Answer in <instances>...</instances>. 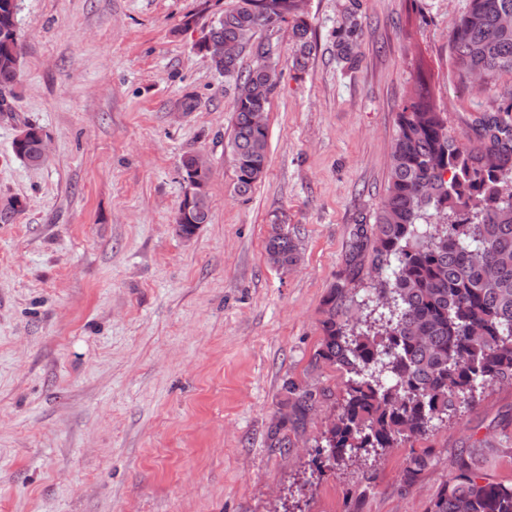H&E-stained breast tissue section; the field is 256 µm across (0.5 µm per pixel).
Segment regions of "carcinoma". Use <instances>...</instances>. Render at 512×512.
Listing matches in <instances>:
<instances>
[{"mask_svg": "<svg viewBox=\"0 0 512 512\" xmlns=\"http://www.w3.org/2000/svg\"><path fill=\"white\" fill-rule=\"evenodd\" d=\"M305 0H230L210 24L197 51L218 74L245 86L235 98L229 140L234 190L249 195L268 166L267 110L282 71L268 55L260 69L243 68L259 30L292 23L295 67L312 46ZM20 3L0 0V92L13 94L22 58ZM512 0H469L449 34L454 72L462 83L479 75L498 106L475 117L462 139L435 102L423 60L397 115L389 180L372 224H358L344 276L323 300L316 366L345 372L335 422L326 426L318 469L352 466L358 457L426 440L496 385H512ZM223 47L217 53L208 44ZM40 127L25 124L13 152L30 166L41 160ZM24 210L18 198L0 200V224ZM209 220V196L195 199L178 230L193 234ZM265 250L286 271L300 259L285 224L271 225ZM363 298H358L359 292ZM295 416L304 418L330 392L288 382ZM476 440L456 454V475L430 512H512V485L477 468ZM434 464L412 454L402 471L411 485Z\"/></svg>", "mask_w": 512, "mask_h": 512, "instance_id": "1", "label": "carcinoma"}]
</instances>
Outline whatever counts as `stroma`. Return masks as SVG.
<instances>
[{
    "instance_id": "obj_1",
    "label": "stroma",
    "mask_w": 512,
    "mask_h": 512,
    "mask_svg": "<svg viewBox=\"0 0 512 512\" xmlns=\"http://www.w3.org/2000/svg\"><path fill=\"white\" fill-rule=\"evenodd\" d=\"M467 3L306 0L301 69L290 25L257 32L244 67L261 46L282 76L267 170L244 199L228 148L237 89L195 49L212 19L201 0H21V72L0 117V197L24 204L0 224V512H427L475 438L480 470L512 484V386L362 472L312 464L345 380L310 365L322 303L382 205L416 58L453 132L492 105L449 73ZM26 123L45 136L42 166L13 153ZM187 153L212 168L209 221L188 240L174 222ZM274 224L298 239L286 271L266 259ZM289 381L333 398L274 448ZM414 450L435 464L408 486Z\"/></svg>"
}]
</instances>
